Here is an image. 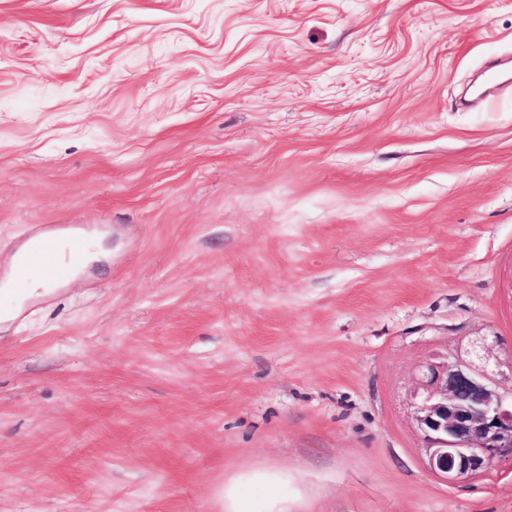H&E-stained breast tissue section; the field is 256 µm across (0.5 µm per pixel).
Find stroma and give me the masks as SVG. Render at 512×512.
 I'll use <instances>...</instances> for the list:
<instances>
[{
	"label": "stroma",
	"mask_w": 512,
	"mask_h": 512,
	"mask_svg": "<svg viewBox=\"0 0 512 512\" xmlns=\"http://www.w3.org/2000/svg\"><path fill=\"white\" fill-rule=\"evenodd\" d=\"M512 0H0V305L41 224L107 248L0 321V512H512L414 387L512 395ZM276 495V487L261 477L250 480L246 490L237 485L226 490V497L231 501L230 512H262L258 509Z\"/></svg>",
	"instance_id": "obj_1"
}]
</instances>
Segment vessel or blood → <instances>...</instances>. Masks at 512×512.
I'll list each match as a JSON object with an SVG mask.
<instances>
[{"mask_svg": "<svg viewBox=\"0 0 512 512\" xmlns=\"http://www.w3.org/2000/svg\"><path fill=\"white\" fill-rule=\"evenodd\" d=\"M88 251V238L77 226L47 225L29 240L21 255L15 286L19 289L25 287L29 274L39 267L56 281H63L84 265Z\"/></svg>", "mask_w": 512, "mask_h": 512, "instance_id": "vessel-or-blood-1", "label": "vessel or blood"}]
</instances>
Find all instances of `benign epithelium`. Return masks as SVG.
<instances>
[{"mask_svg": "<svg viewBox=\"0 0 512 512\" xmlns=\"http://www.w3.org/2000/svg\"><path fill=\"white\" fill-rule=\"evenodd\" d=\"M414 397L431 472L457 481L512 457V400L498 395L471 365L446 359L427 363Z\"/></svg>", "mask_w": 512, "mask_h": 512, "instance_id": "1", "label": "benign epithelium"}]
</instances>
